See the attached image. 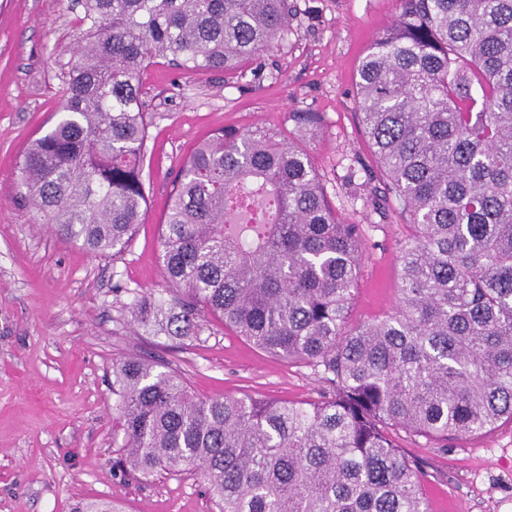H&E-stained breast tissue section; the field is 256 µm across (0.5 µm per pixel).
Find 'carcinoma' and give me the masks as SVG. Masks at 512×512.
Masks as SVG:
<instances>
[{
	"label": "carcinoma",
	"instance_id": "1",
	"mask_svg": "<svg viewBox=\"0 0 512 512\" xmlns=\"http://www.w3.org/2000/svg\"><path fill=\"white\" fill-rule=\"evenodd\" d=\"M362 58L358 104L409 216L393 313L357 326L361 225L336 219L309 155L222 128L184 161L161 224L166 287L133 331L177 340L211 315L322 375L314 403L202 399L145 357L112 363L113 466L202 479L218 512H429L398 430L446 442L512 421V0H401ZM62 116L20 163L19 197L89 253L143 223L140 73L232 71L288 33V0H80ZM71 512H121L79 500Z\"/></svg>",
	"mask_w": 512,
	"mask_h": 512
}]
</instances>
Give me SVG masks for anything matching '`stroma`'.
<instances>
[{
  "instance_id": "1",
  "label": "stroma",
  "mask_w": 512,
  "mask_h": 512,
  "mask_svg": "<svg viewBox=\"0 0 512 512\" xmlns=\"http://www.w3.org/2000/svg\"><path fill=\"white\" fill-rule=\"evenodd\" d=\"M285 40L231 72L165 60L141 76L150 125L144 222L119 257L93 256L52 234L18 196V162L54 124L60 87L82 31L73 0H0V512H70L79 499L124 512H215L200 480L112 469V362L149 353L201 398L316 401L311 368L271 357L206 317L198 337L139 336L134 295L163 285L160 223L193 148L231 126L269 129L310 155L337 217L366 241L351 324L390 312L410 228L394 199H353L351 170H375L359 118L358 66L398 19L400 0H291ZM313 112L312 126L294 116ZM420 463L431 512H512V423L440 446L397 433Z\"/></svg>"
}]
</instances>
